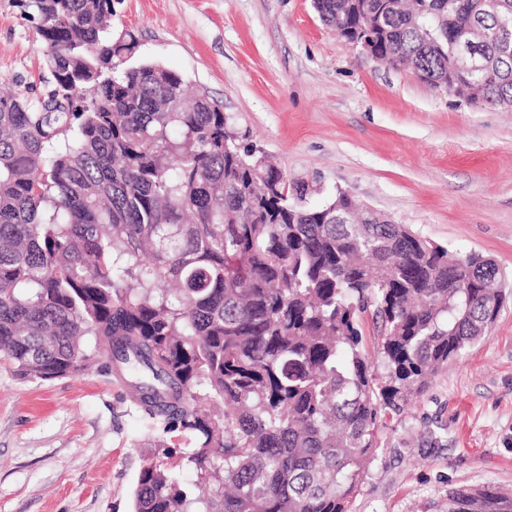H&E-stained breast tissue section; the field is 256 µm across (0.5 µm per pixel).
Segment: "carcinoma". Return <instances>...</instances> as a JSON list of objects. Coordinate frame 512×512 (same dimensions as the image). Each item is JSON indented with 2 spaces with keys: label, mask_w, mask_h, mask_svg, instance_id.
Masks as SVG:
<instances>
[{
  "label": "carcinoma",
  "mask_w": 512,
  "mask_h": 512,
  "mask_svg": "<svg viewBox=\"0 0 512 512\" xmlns=\"http://www.w3.org/2000/svg\"><path fill=\"white\" fill-rule=\"evenodd\" d=\"M393 67L461 81L472 30L478 101L512 103V0H315ZM46 45L50 89L0 95V358L28 379L95 360L139 394L151 428L193 434L194 497L162 458L134 512H346L380 422L486 336L501 272L367 214L322 207L230 135L212 99L155 62L128 64L112 0H17ZM373 311L386 374L363 355ZM448 512H512L494 487Z\"/></svg>",
  "instance_id": "1"
}]
</instances>
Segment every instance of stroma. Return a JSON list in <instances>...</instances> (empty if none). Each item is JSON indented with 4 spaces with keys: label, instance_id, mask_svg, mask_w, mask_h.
Returning a JSON list of instances; mask_svg holds the SVG:
<instances>
[{
    "label": "stroma",
    "instance_id": "stroma-1",
    "mask_svg": "<svg viewBox=\"0 0 512 512\" xmlns=\"http://www.w3.org/2000/svg\"><path fill=\"white\" fill-rule=\"evenodd\" d=\"M132 62L180 73L233 119L241 144L315 188L343 191L416 235L494 259L512 282V109L478 106L407 67L367 58L313 0H114ZM45 45L0 0V90L41 77ZM349 512H446L448 493L512 491V295L484 340L382 419ZM186 485L185 432L159 437L115 378L92 367L49 381L0 362V512H131L159 440Z\"/></svg>",
    "mask_w": 512,
    "mask_h": 512
}]
</instances>
